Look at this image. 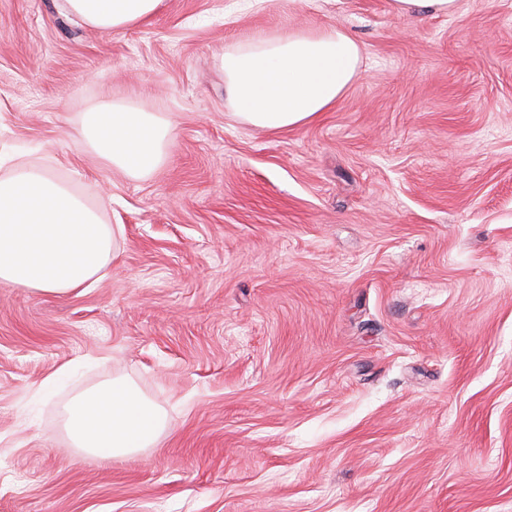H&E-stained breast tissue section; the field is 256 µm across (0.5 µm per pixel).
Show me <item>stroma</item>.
<instances>
[{"mask_svg": "<svg viewBox=\"0 0 512 512\" xmlns=\"http://www.w3.org/2000/svg\"><path fill=\"white\" fill-rule=\"evenodd\" d=\"M333 27L364 56L330 112L232 116L226 47ZM104 99L169 121L163 167L75 142ZM21 164L123 236L91 287L0 282V512H512V0H162L119 32L0 0ZM119 376L166 430L84 454L62 408ZM391 8L397 15L448 16L457 11L458 0H392Z\"/></svg>", "mask_w": 512, "mask_h": 512, "instance_id": "stroma-1", "label": "stroma"}]
</instances>
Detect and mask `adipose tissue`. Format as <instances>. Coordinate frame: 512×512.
Returning a JSON list of instances; mask_svg holds the SVG:
<instances>
[{
    "label": "adipose tissue",
    "instance_id": "adipose-tissue-1",
    "mask_svg": "<svg viewBox=\"0 0 512 512\" xmlns=\"http://www.w3.org/2000/svg\"><path fill=\"white\" fill-rule=\"evenodd\" d=\"M161 0H64L83 25L118 31L150 19ZM363 50L339 28L258 35L224 50V94L241 122L288 130L330 111L360 73ZM168 122L104 101L85 112L76 141L113 170L138 178L167 160ZM119 231L82 197L39 167L0 178V281L63 296L113 259ZM73 446L103 458L137 455L165 429V410L132 382L116 378L63 408Z\"/></svg>",
    "mask_w": 512,
    "mask_h": 512
}]
</instances>
